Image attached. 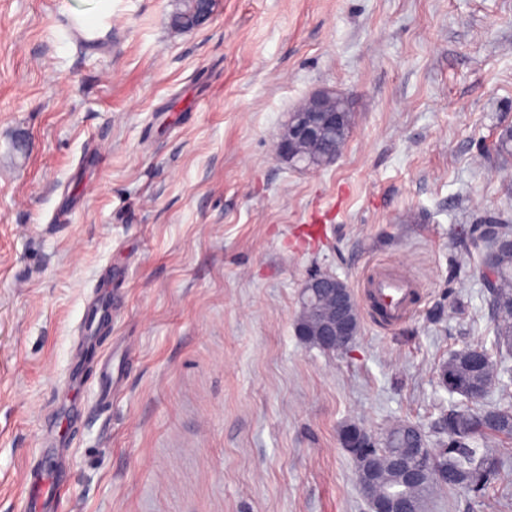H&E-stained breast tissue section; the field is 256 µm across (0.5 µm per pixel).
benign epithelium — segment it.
<instances>
[{"mask_svg":"<svg viewBox=\"0 0 512 512\" xmlns=\"http://www.w3.org/2000/svg\"><path fill=\"white\" fill-rule=\"evenodd\" d=\"M213 15L211 0H189L186 16L179 18L178 27L194 29L204 25ZM350 113L348 101L333 90H322L289 113L277 143V157L291 165L318 169L332 164L338 150L331 145V137L344 129ZM356 306L351 289L340 278L330 273H319L306 280L300 293V312L296 323L299 336L316 337L318 346L326 352L348 347L356 338L357 330L351 316ZM377 438L363 429L354 446L353 460L356 477L368 512H411L398 500L378 498L371 493L373 472L367 460ZM407 483H415L421 472L431 469L429 456L417 448H404L391 462Z\"/></svg>","mask_w":512,"mask_h":512,"instance_id":"7a95c632","label":"benign epithelium"}]
</instances>
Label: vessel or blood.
I'll list each match as a JSON object with an SVG mask.
<instances>
[{
	"label": "vessel or blood",
	"mask_w": 512,
	"mask_h": 512,
	"mask_svg": "<svg viewBox=\"0 0 512 512\" xmlns=\"http://www.w3.org/2000/svg\"><path fill=\"white\" fill-rule=\"evenodd\" d=\"M415 285L410 276L376 272L370 275L364 289V300L371 313L388 325H396L412 309ZM26 480L30 494L25 512H51L58 497L62 478L49 479L37 471H28Z\"/></svg>",
	"instance_id": "1"
}]
</instances>
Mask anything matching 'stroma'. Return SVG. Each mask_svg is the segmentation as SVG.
I'll return each mask as SVG.
<instances>
[{"label":"stroma","mask_w":512,"mask_h":512,"mask_svg":"<svg viewBox=\"0 0 512 512\" xmlns=\"http://www.w3.org/2000/svg\"><path fill=\"white\" fill-rule=\"evenodd\" d=\"M0 0V512L59 443L53 512H367L346 424L430 427L439 368L489 341L467 225L512 221V0ZM333 89L335 163L274 146ZM411 276L374 320L361 282ZM361 309L344 350L297 336L315 273ZM112 403H97L101 360ZM479 512H512V440ZM95 2L89 11L79 14L83 29L95 31L101 25L104 18L112 14V0H91ZM212 0H189V10L186 16L179 17L178 28L194 29L204 25L213 15ZM414 281L408 275L374 272L366 281L364 300L371 313L387 325H396L413 308Z\"/></svg>","instance_id":"stroma-1"}]
</instances>
